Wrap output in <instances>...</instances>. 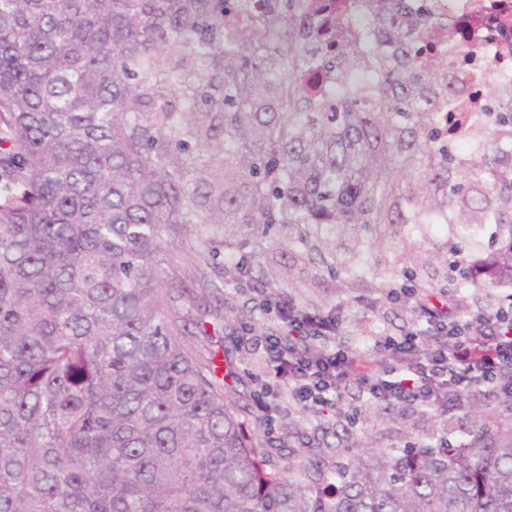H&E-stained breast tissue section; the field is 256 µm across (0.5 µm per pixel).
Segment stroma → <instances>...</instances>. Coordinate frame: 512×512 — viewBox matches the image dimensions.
<instances>
[{
    "mask_svg": "<svg viewBox=\"0 0 512 512\" xmlns=\"http://www.w3.org/2000/svg\"><path fill=\"white\" fill-rule=\"evenodd\" d=\"M299 226L272 225L262 240L263 250L255 269L265 278L283 283L290 297L311 310L328 311L343 305L349 309L347 338L361 341L371 336H396L412 326L416 315L411 304L385 305L371 310L364 299L376 296L371 283H354L342 274L328 271L319 263L308 261L303 250L289 247ZM457 249L466 267L480 265L489 250L488 243L473 244L462 238L452 224H420L413 229L393 224L387 229L348 224L331 240L337 258L364 253L378 271L389 267L407 268L413 284L440 286L448 269L447 250ZM225 320L215 319L204 309H192V318L205 322V329L189 337V344L202 359H215L218 374L224 377L238 413L259 446L271 450L278 464L293 476H302L311 454L335 461L337 445L348 454L377 452L408 443L439 446L455 439L458 432L470 429L475 411L486 414L485 423L493 429L512 427V411L498 406L495 396L476 391L470 394L462 410L445 419L433 412L404 404L363 408L359 422L349 432L336 430L335 411L324 416L305 411L288 402L270 414L256 409V390L268 377L265 338L276 324L274 315L260 309L250 288H224Z\"/></svg>",
    "mask_w": 512,
    "mask_h": 512,
    "instance_id": "35a3bbf8",
    "label": "stroma"
}]
</instances>
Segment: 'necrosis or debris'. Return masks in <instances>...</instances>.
<instances>
[{"mask_svg":"<svg viewBox=\"0 0 512 512\" xmlns=\"http://www.w3.org/2000/svg\"><path fill=\"white\" fill-rule=\"evenodd\" d=\"M342 10L346 54L446 59L443 133L471 153L486 146L497 113L512 110V0H344Z\"/></svg>","mask_w":512,"mask_h":512,"instance_id":"4bbe7bcc","label":"necrosis or debris"}]
</instances>
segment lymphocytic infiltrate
Returning <instances> with one entry per match:
<instances>
[{"label":"lymphocytic infiltrate","mask_w":512,"mask_h":512,"mask_svg":"<svg viewBox=\"0 0 512 512\" xmlns=\"http://www.w3.org/2000/svg\"><path fill=\"white\" fill-rule=\"evenodd\" d=\"M417 301L418 320L397 337L376 336L353 347L341 340L343 312L275 307L279 322L267 336L269 379L259 391L260 412L287 391L295 404L319 411L336 406L341 390L358 384L371 406L407 403L443 413L458 410L461 393L487 387L512 404V293L489 309L465 308L462 297L438 305L407 286L387 289L372 307Z\"/></svg>","instance_id":"obj_1"}]
</instances>
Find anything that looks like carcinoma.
Masks as SVG:
<instances>
[{"mask_svg":"<svg viewBox=\"0 0 512 512\" xmlns=\"http://www.w3.org/2000/svg\"><path fill=\"white\" fill-rule=\"evenodd\" d=\"M294 0H0V512H512V428L311 465L256 445L187 342L165 255L290 296L255 274L260 241L213 228L301 224L319 253L342 224H416L395 163L448 190L463 235L501 241L478 288L512 284V112L494 154L440 145L411 58L346 61L379 85L335 111L298 83ZM405 201L410 213L398 210ZM351 281L392 287L357 256Z\"/></svg>","mask_w":512,"mask_h":512,"instance_id":"1","label":"carcinoma"}]
</instances>
